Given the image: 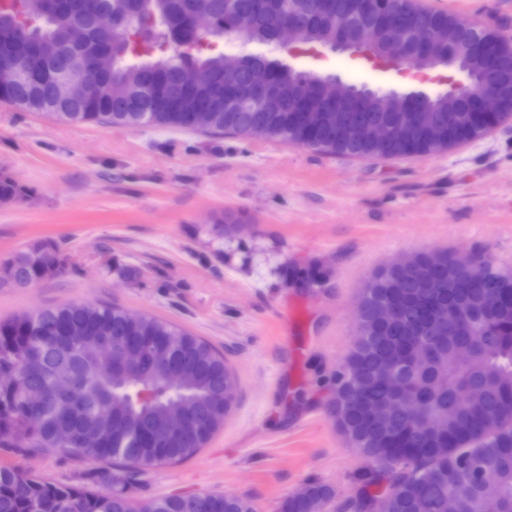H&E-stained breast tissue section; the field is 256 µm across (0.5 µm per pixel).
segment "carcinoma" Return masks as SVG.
Here are the masks:
<instances>
[{"label": "carcinoma", "instance_id": "obj_1", "mask_svg": "<svg viewBox=\"0 0 512 512\" xmlns=\"http://www.w3.org/2000/svg\"><path fill=\"white\" fill-rule=\"evenodd\" d=\"M50 0L45 13L27 11L24 0H0V61L22 58L41 74L38 83L11 79L0 71V102L46 112L72 123L128 127L156 126L232 135L259 136L300 145L328 156L367 160L445 151L438 139L473 141L483 127L499 126L512 112L494 118L468 114L448 123V99L428 93L421 104L433 110L439 138L412 132L384 144L354 142L342 134L353 121L394 128L410 119L408 93L375 90L389 100L365 102L357 112L336 109V98L314 73L266 62L278 97L224 110V86L245 84L250 55L230 67V52L216 49L227 38L242 45L272 42L275 25L299 12L307 35L302 45L321 46L336 38V15L350 11L352 0ZM429 24L458 31L466 39L471 24L447 11L424 10ZM119 18L127 32L117 42L112 30L96 23L101 11ZM213 15V30L177 44L173 26L195 13ZM80 24L82 43L73 45L66 30ZM82 65L91 93L74 88L57 99L54 80L63 67ZM210 70L214 87L192 83L191 69ZM25 190L0 174V202L23 199ZM65 259L50 242H36L0 260V283L34 285L64 271ZM358 336L336 371L329 411L342 436L364 457L382 466L374 477L375 494L346 499L342 512H448V499L463 512H484L489 501L512 512V270L481 263L465 268L448 250L430 249L376 272L358 301ZM390 307L384 318L379 308ZM120 350L137 346L145 357L135 370L112 375L117 359H104L105 374L85 354L99 340ZM473 346L460 362L455 349ZM160 349L170 368L191 376L173 383L156 366ZM22 363L25 379L51 386L68 372L80 391L50 395L29 408L18 389H0V449L18 457L58 451L60 427L76 434L64 454L96 464L68 482L35 475L14 479L16 465H0V512H256L246 497L207 493L176 494L137 502L132 491L144 468L179 463L224 425L235 398V380L206 342L185 330L144 314L128 319L118 306L73 302L24 312L0 321V370ZM412 398L421 417H405L402 400ZM336 492L316 480L303 497H287L280 512H327Z\"/></svg>", "mask_w": 512, "mask_h": 512}]
</instances>
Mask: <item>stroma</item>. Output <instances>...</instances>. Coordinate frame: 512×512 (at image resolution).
Segmentation results:
<instances>
[{"instance_id":"1","label":"stroma","mask_w":512,"mask_h":512,"mask_svg":"<svg viewBox=\"0 0 512 512\" xmlns=\"http://www.w3.org/2000/svg\"><path fill=\"white\" fill-rule=\"evenodd\" d=\"M421 2L512 36V0ZM295 65L398 91L441 90L456 75L377 69L327 47ZM0 173L29 195L0 202V259L38 240L66 259L34 286L0 287V319L114 302L208 342L235 374L223 428L183 463L148 470L140 501L211 493L279 512L310 480L340 500L368 490L376 465L327 407L366 280L433 248L512 269V120L446 152L362 161L271 139L74 124L0 103ZM292 304L296 317L281 324Z\"/></svg>"}]
</instances>
